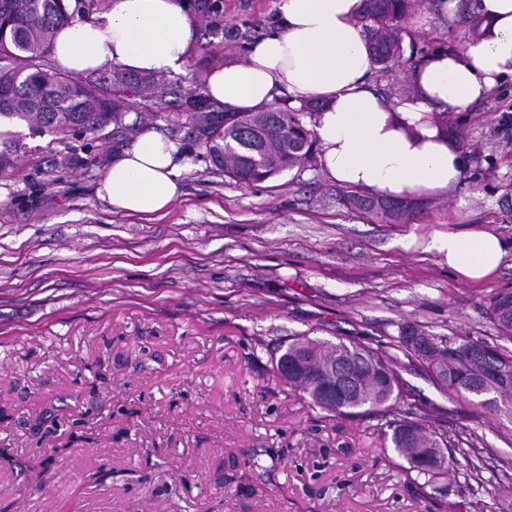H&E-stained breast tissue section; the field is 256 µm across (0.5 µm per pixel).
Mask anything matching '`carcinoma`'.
<instances>
[{
    "mask_svg": "<svg viewBox=\"0 0 512 512\" xmlns=\"http://www.w3.org/2000/svg\"><path fill=\"white\" fill-rule=\"evenodd\" d=\"M0 0V123H19L29 135L94 137L112 126L123 128L125 116L137 112L141 127H149L152 112L137 111V100L158 105L173 100L185 109L194 131L213 165L224 176L244 183L264 182L303 164L317 162L316 140L306 118L321 105L293 108L276 102L258 112H212L203 85L185 84L167 75L134 74L112 66L77 78L58 69L51 58L53 41L75 18L87 19L98 0ZM413 0H366L359 24L381 77L393 80L396 95L407 96L408 72L436 51H457L464 43L439 39L416 40L403 26ZM456 22L466 38L480 30L472 0H460ZM23 135L0 130V175L17 170ZM86 145L73 147L53 159L51 170L89 167L92 153L80 155ZM339 204L370 215L382 224H402L425 208L414 199L393 200L339 188ZM487 315L500 337L512 342V289L493 295ZM401 343L432 372L452 395L473 399V405L504 415L512 422V350L490 346L468 336H434L410 326L401 329ZM276 373L314 407L336 417H357L390 410L399 397L400 380L393 359L369 346L342 341L293 338L273 358ZM394 451L415 473L421 486L440 490V480L451 471L480 470L486 449L479 440L462 442L427 427L416 416L394 417Z\"/></svg>",
    "mask_w": 512,
    "mask_h": 512,
    "instance_id": "obj_1",
    "label": "carcinoma"
}]
</instances>
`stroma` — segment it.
Returning <instances> with one entry per match:
<instances>
[{
  "label": "stroma",
  "instance_id": "1",
  "mask_svg": "<svg viewBox=\"0 0 512 512\" xmlns=\"http://www.w3.org/2000/svg\"><path fill=\"white\" fill-rule=\"evenodd\" d=\"M183 75L242 61L275 24V0H209ZM512 76L449 122L464 172L407 224L336 201L321 165L258 184L224 176L204 147L180 148L183 192L163 214L127 215L97 194L129 132L97 139L100 165L51 173L58 136L0 175V507L7 512H456L478 498L507 512L498 482L512 422L449 398L399 347V331L502 340L485 309L512 288V254L469 285L434 254L402 246L448 225L512 238ZM296 336L395 356L393 410L438 407L430 427L489 449L478 478L420 489L378 414L339 419L272 367ZM48 448L60 454L34 470Z\"/></svg>",
  "mask_w": 512,
  "mask_h": 512
}]
</instances>
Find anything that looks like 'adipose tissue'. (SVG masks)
Here are the masks:
<instances>
[{
    "mask_svg": "<svg viewBox=\"0 0 512 512\" xmlns=\"http://www.w3.org/2000/svg\"><path fill=\"white\" fill-rule=\"evenodd\" d=\"M364 0H276L278 23L254 41L245 60H227L207 76L215 106L257 112L280 95L297 107L317 101L312 119L326 175L338 184L401 199L451 193L464 159L438 122L463 112L512 75V0H479L477 40L439 51L414 70L409 96L386 100L370 86L376 65L358 23ZM197 38L185 0H106L90 19L61 30L52 59L82 77L112 63L135 73L181 71ZM178 144L154 131L110 160L98 194L130 215L167 211L180 197ZM462 282L495 275L506 239L481 224L437 231L424 243Z\"/></svg>",
    "mask_w": 512,
    "mask_h": 512,
    "instance_id": "ef3b65f1",
    "label": "adipose tissue"
}]
</instances>
